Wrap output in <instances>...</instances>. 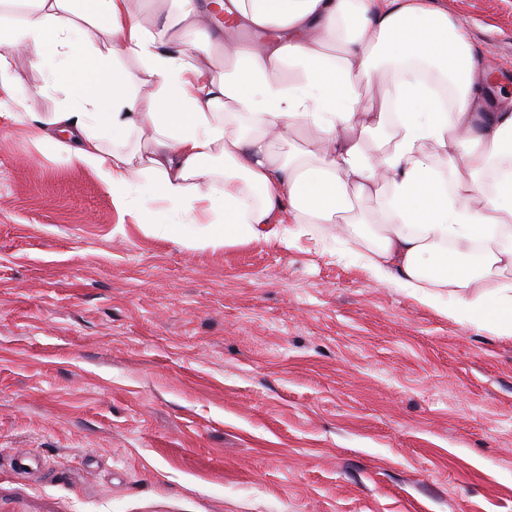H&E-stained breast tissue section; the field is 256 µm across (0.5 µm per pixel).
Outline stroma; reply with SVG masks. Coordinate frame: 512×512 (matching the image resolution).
I'll return each instance as SVG.
<instances>
[{
	"mask_svg": "<svg viewBox=\"0 0 512 512\" xmlns=\"http://www.w3.org/2000/svg\"><path fill=\"white\" fill-rule=\"evenodd\" d=\"M434 3L511 103L512 0ZM359 250L159 236L1 117L0 512H512V339Z\"/></svg>",
	"mask_w": 512,
	"mask_h": 512,
	"instance_id": "1",
	"label": "stroma"
}]
</instances>
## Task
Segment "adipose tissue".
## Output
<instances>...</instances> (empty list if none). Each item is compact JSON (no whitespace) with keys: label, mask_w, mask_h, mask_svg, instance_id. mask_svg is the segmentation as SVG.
<instances>
[{"label":"adipose tissue","mask_w":512,"mask_h":512,"mask_svg":"<svg viewBox=\"0 0 512 512\" xmlns=\"http://www.w3.org/2000/svg\"><path fill=\"white\" fill-rule=\"evenodd\" d=\"M0 11V105L28 58L60 96L15 112L115 207L207 247L321 224L371 277L512 338V111L464 26L431 0H17ZM134 59L136 69L118 67ZM376 85L377 103L361 89ZM320 141L282 146L299 127ZM372 200L369 213L354 203Z\"/></svg>","instance_id":"ef3b65f1"}]
</instances>
